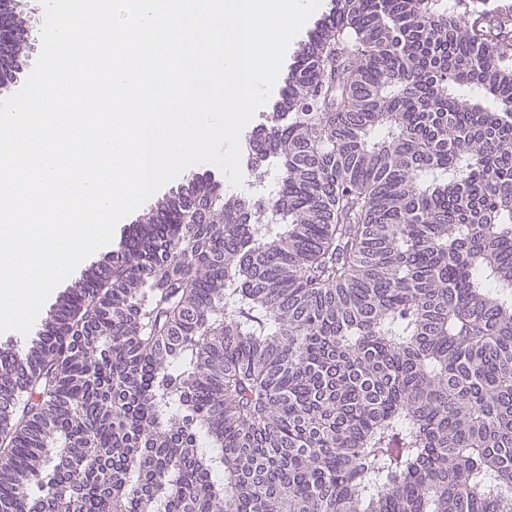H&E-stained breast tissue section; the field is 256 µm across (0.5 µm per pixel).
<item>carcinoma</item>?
Instances as JSON below:
<instances>
[{"label": "carcinoma", "instance_id": "carcinoma-1", "mask_svg": "<svg viewBox=\"0 0 512 512\" xmlns=\"http://www.w3.org/2000/svg\"><path fill=\"white\" fill-rule=\"evenodd\" d=\"M253 150L0 349V512H512V10L335 0Z\"/></svg>", "mask_w": 512, "mask_h": 512}]
</instances>
